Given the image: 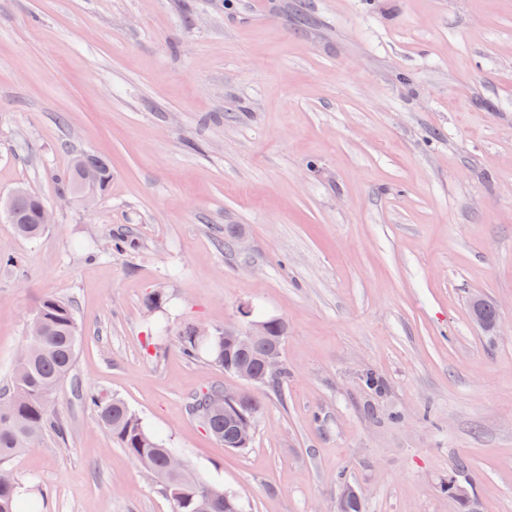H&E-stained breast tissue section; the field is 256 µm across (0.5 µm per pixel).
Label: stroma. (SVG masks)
Here are the masks:
<instances>
[{
	"label": "stroma",
	"mask_w": 512,
	"mask_h": 512,
	"mask_svg": "<svg viewBox=\"0 0 512 512\" xmlns=\"http://www.w3.org/2000/svg\"><path fill=\"white\" fill-rule=\"evenodd\" d=\"M81 153L112 167L91 205L59 193ZM20 186L53 222L0 214V388L44 298L81 336L66 437L10 462L42 512H174L77 383L242 512H336L342 469L365 512H460V469L475 512H512V0H0V197ZM244 303L286 323L288 381L235 452L188 410L225 375L181 337Z\"/></svg>",
	"instance_id": "1"
}]
</instances>
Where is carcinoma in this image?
<instances>
[{"mask_svg": "<svg viewBox=\"0 0 512 512\" xmlns=\"http://www.w3.org/2000/svg\"><path fill=\"white\" fill-rule=\"evenodd\" d=\"M86 168L99 171L101 180L97 188L103 190L112 180V169L108 161L93 154L75 157L67 173L60 178L61 190L79 192L83 189V172ZM14 213V229L24 239L32 240L41 236L45 226L37 222V200L28 194L16 195L11 203ZM34 316L44 324L39 336L26 335L20 356L16 360L10 385L0 390V405L10 407L8 420L0 418V512H17L15 477L3 468L12 457L35 446V442L48 433L62 438L66 435L64 423L52 413L51 404L58 387L73 371L80 336L72 305L62 299L46 298L35 310ZM181 347L184 355L197 361L205 357L226 373L235 372L240 361L246 359L260 366L264 350H254L242 357L235 351L224 348V330H214L209 338H196L193 330L182 336ZM288 380L287 367L275 375L265 377L260 387L268 393L282 394ZM224 391V385L215 383L194 396L189 409L200 418L219 442L233 439L232 422L229 416L242 412L243 416L256 421L262 409V402L253 393L244 396L248 404L239 409H230V414L214 413L209 407V398ZM93 412L96 423L112 436L124 451L137 460L146 471H162L166 457H177L182 453L177 448H168L162 439L146 431L140 419L125 402L112 394L77 391ZM162 489L171 498L175 512H225L224 499L239 506L233 495L213 492L214 486L197 477L188 465L174 479L161 481Z\"/></svg>", "mask_w": 512, "mask_h": 512, "instance_id": "carcinoma-1", "label": "carcinoma"}]
</instances>
